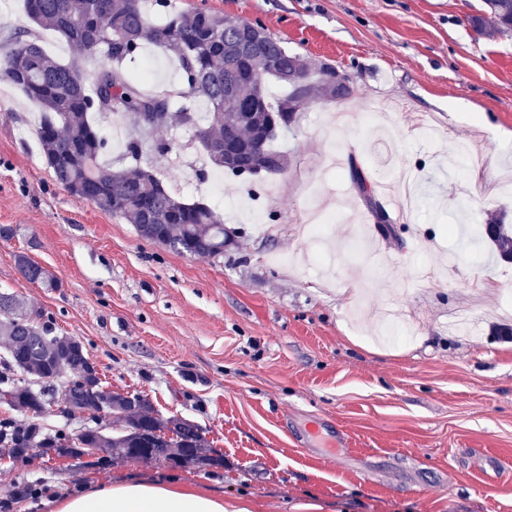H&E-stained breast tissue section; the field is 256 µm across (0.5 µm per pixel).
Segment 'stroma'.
<instances>
[{"instance_id":"35a3bbf8","label":"stroma","mask_w":512,"mask_h":512,"mask_svg":"<svg viewBox=\"0 0 512 512\" xmlns=\"http://www.w3.org/2000/svg\"><path fill=\"white\" fill-rule=\"evenodd\" d=\"M260 23L289 51L327 62L354 87L307 104L278 134L283 173L223 175V196L187 188L209 169L190 130L145 156L173 193L210 201L233 232L218 258L142 239L53 177L39 109L0 79V293L43 310L85 344L109 390L202 428L224 465L191 470L96 455L25 461L0 452V512H52L78 487L124 480L212 491L250 512H512V327L494 280L512 264L480 241L512 224V34L475 33L482 0H169ZM442 131L431 140L424 124ZM481 156L462 165L455 142ZM369 189L408 174L415 218L383 238L349 177ZM252 200L262 223L232 216ZM332 210L323 247L301 231ZM56 289L28 281L18 255Z\"/></svg>"}]
</instances>
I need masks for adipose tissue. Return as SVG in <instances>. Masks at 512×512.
Returning a JSON list of instances; mask_svg holds the SVG:
<instances>
[{"mask_svg": "<svg viewBox=\"0 0 512 512\" xmlns=\"http://www.w3.org/2000/svg\"><path fill=\"white\" fill-rule=\"evenodd\" d=\"M56 512H231L223 499L184 485L117 483L61 497Z\"/></svg>", "mask_w": 512, "mask_h": 512, "instance_id": "obj_1", "label": "adipose tissue"}]
</instances>
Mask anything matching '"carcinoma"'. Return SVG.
I'll use <instances>...</instances> for the list:
<instances>
[{"label": "carcinoma", "instance_id": "cac0c4a2", "mask_svg": "<svg viewBox=\"0 0 512 512\" xmlns=\"http://www.w3.org/2000/svg\"><path fill=\"white\" fill-rule=\"evenodd\" d=\"M98 4L96 31L85 30L81 20L91 4ZM165 10V21L158 25L145 7V0H24V13L33 27L27 39H12L0 47V69L6 80L36 102L43 119L38 139L45 161L58 183L78 199L91 201L105 211L132 224L137 234L174 251L191 250V255L222 257L231 242L224 218L203 202L188 203L169 191L154 170L138 164L145 154L166 155L173 142L157 135L158 127L142 131L137 116L160 103L177 122L194 131L209 161L225 167L224 140L234 139L246 146L254 172L266 170V156L275 153V135L259 136L264 113L279 112L287 104L299 112L314 98L340 101L353 92L327 84L333 65L323 63L318 70L301 65L306 92L291 96L289 84L268 68L264 58L243 60L240 36L256 23L230 18L211 10L176 11L168 0H155ZM484 13L469 20L481 35L494 36L512 31V0H484ZM208 15L213 26L223 31V43L206 51L194 49L200 17ZM61 35L75 50L67 63L47 54L39 44L35 29ZM22 44L25 50L12 51ZM146 44L170 50L180 71L179 86L157 95L141 92L137 80L124 68L126 61L139 56ZM267 52L278 58L281 68L292 69L298 54L270 36ZM100 56L104 61L87 74L82 62ZM272 79L287 88V93L272 102L264 80ZM230 94L255 106V122L236 121L224 109ZM208 103L204 124H199L195 102ZM121 114L130 121L132 131L126 154L137 165L112 169L100 157L112 149L92 122L95 115ZM482 240L500 260L512 257V224L496 219L483 225ZM24 277L46 288H56L55 277L38 268L27 257H17ZM42 314L26 308L15 297L0 294V336L7 339L5 371L0 372V404L27 416L18 423L0 420V448L14 460H24L32 448L53 449L58 456L78 457L91 448H106L117 455L167 461L178 464L189 455L195 468L207 470L224 466V459L213 454L210 443L199 428L178 417L163 419L155 414L131 411L138 394L114 393L101 385L97 372L89 365L84 343L74 336L52 334L41 322ZM20 377H14V374ZM64 390L67 411L105 413L119 424L112 435L88 427L75 436L64 427L49 429L40 416L56 402L54 392Z\"/></svg>", "mask_w": 512, "mask_h": 512}]
</instances>
